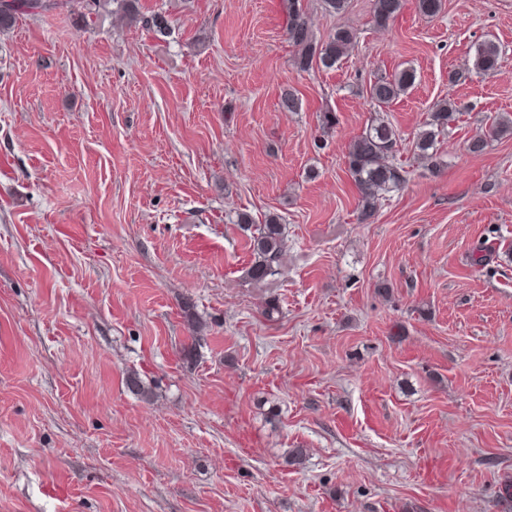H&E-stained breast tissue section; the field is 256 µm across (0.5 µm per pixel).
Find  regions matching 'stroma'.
Returning <instances> with one entry per match:
<instances>
[{"label":"stroma","instance_id":"1","mask_svg":"<svg viewBox=\"0 0 512 512\" xmlns=\"http://www.w3.org/2000/svg\"><path fill=\"white\" fill-rule=\"evenodd\" d=\"M140 4L167 36L108 10L0 32V512H512V136L468 150L512 118V0L383 29L303 0L317 40L356 35L307 72L283 0ZM489 39L501 74L449 81ZM404 67L403 138L459 119L363 224L345 154ZM240 212L287 227L272 287ZM456 106L448 101L439 103L430 112L422 129L412 138L411 149L418 158L432 163L436 159L437 144L441 135L448 132V127L457 119ZM507 135L512 136V119L501 117L489 128L486 134L472 138L469 141L468 150L473 154L482 153L487 146L488 139Z\"/></svg>","mask_w":512,"mask_h":512}]
</instances>
